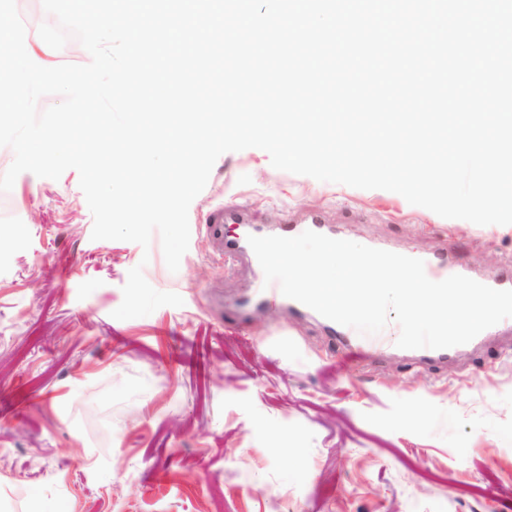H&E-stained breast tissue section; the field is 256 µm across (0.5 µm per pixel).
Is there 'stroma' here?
<instances>
[{
	"mask_svg": "<svg viewBox=\"0 0 512 512\" xmlns=\"http://www.w3.org/2000/svg\"><path fill=\"white\" fill-rule=\"evenodd\" d=\"M321 213L382 250L512 266V225L222 154L178 272L92 239L76 170L0 193V512H512V318L445 362L348 349L315 314L231 308L253 268L203 226ZM182 306L118 320L131 268Z\"/></svg>",
	"mask_w": 512,
	"mask_h": 512,
	"instance_id": "1",
	"label": "stroma"
}]
</instances>
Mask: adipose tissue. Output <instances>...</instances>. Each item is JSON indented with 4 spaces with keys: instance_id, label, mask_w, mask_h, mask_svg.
Returning a JSON list of instances; mask_svg holds the SVG:
<instances>
[{
    "instance_id": "adipose-tissue-1",
    "label": "adipose tissue",
    "mask_w": 512,
    "mask_h": 512,
    "mask_svg": "<svg viewBox=\"0 0 512 512\" xmlns=\"http://www.w3.org/2000/svg\"><path fill=\"white\" fill-rule=\"evenodd\" d=\"M0 46L10 49L12 56L10 66L0 69V85L10 89L8 102L0 104V125H3L15 115L32 111L35 88L58 82L60 75L42 50L29 43L15 45L10 29L0 28Z\"/></svg>"
}]
</instances>
